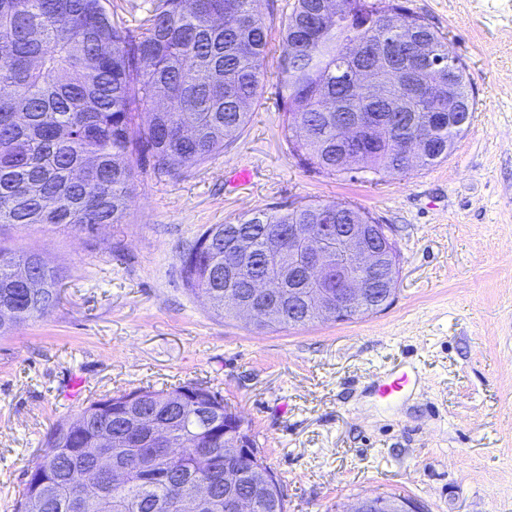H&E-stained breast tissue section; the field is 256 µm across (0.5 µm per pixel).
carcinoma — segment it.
I'll return each instance as SVG.
<instances>
[{"instance_id": "1", "label": "carcinoma", "mask_w": 512, "mask_h": 512, "mask_svg": "<svg viewBox=\"0 0 512 512\" xmlns=\"http://www.w3.org/2000/svg\"><path fill=\"white\" fill-rule=\"evenodd\" d=\"M260 0H153L142 32L114 20L103 0H0V224L64 225L91 233L101 224H124L135 190L136 168L169 171V161L199 166L224 151L226 139L243 131L267 74L268 28ZM400 11L408 24L393 34L384 18ZM400 0H294L282 28L275 78L282 102L281 132L300 163L327 176L361 173L370 181L384 173L406 174L448 158L464 131L436 112L474 114L476 103L459 57L447 38ZM456 63V101L435 87L448 84ZM381 65L406 75L383 86L379 99L349 77L355 67ZM404 101L405 125L388 122L376 145L350 147L348 163L336 157V118L381 112ZM430 130L432 145L411 141V127ZM373 223L350 202L304 201L257 209L224 224L209 225L182 255L187 290L205 296L214 313L238 316L249 301L258 330L304 326L323 319L312 306L322 290L336 291V274L318 284L302 276L275 296L250 293L263 274L278 275L289 262L269 240L291 224ZM251 233L253 260L226 275L236 234ZM60 274L35 252L0 250V336L43 317L58 300ZM394 291L373 304H357L345 317L386 309ZM164 414L166 443L151 442L145 429L128 426V412ZM217 393L194 384L106 396L76 416L53 425L46 449L27 473L17 512H28L45 493L40 512H82L92 494L95 512H183V498L200 482L213 496L200 512H225V493L251 485L253 467L224 468V412ZM112 433V455L124 460L123 483L113 485L93 467L100 436ZM254 512H286L281 483L255 487Z\"/></svg>"}]
</instances>
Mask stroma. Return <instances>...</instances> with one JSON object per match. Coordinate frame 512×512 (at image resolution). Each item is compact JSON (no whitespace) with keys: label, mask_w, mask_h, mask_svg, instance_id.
Masks as SVG:
<instances>
[{"label":"stroma","mask_w":512,"mask_h":512,"mask_svg":"<svg viewBox=\"0 0 512 512\" xmlns=\"http://www.w3.org/2000/svg\"><path fill=\"white\" fill-rule=\"evenodd\" d=\"M404 5L446 36L476 101L442 162L376 184L304 167L269 75L224 153L138 175L128 223L0 224L1 248L61 272L49 313L0 337V512H15L57 421L107 394L187 383L242 415L288 512H351L379 494L421 512H512V0ZM306 200L353 203L389 228L401 261L387 310L259 331L186 289L181 257L202 228ZM403 361L415 388L373 395Z\"/></svg>","instance_id":"35a3bbf8"}]
</instances>
